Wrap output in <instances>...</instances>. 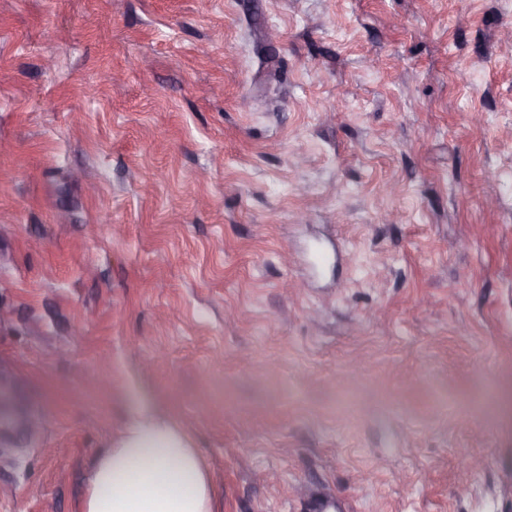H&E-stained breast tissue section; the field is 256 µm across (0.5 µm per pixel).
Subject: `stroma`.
<instances>
[{
  "label": "stroma",
  "mask_w": 512,
  "mask_h": 512,
  "mask_svg": "<svg viewBox=\"0 0 512 512\" xmlns=\"http://www.w3.org/2000/svg\"><path fill=\"white\" fill-rule=\"evenodd\" d=\"M1 307L0 512H512V0H0ZM212 493L187 433L141 400L95 461L81 512H214Z\"/></svg>",
  "instance_id": "1"
}]
</instances>
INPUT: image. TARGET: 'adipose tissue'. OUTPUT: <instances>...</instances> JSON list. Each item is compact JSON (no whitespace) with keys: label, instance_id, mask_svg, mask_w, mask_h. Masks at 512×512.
Returning a JSON list of instances; mask_svg holds the SVG:
<instances>
[{"label":"adipose tissue","instance_id":"obj_1","mask_svg":"<svg viewBox=\"0 0 512 512\" xmlns=\"http://www.w3.org/2000/svg\"><path fill=\"white\" fill-rule=\"evenodd\" d=\"M81 512H213L212 481L187 433L142 400L95 461Z\"/></svg>","mask_w":512,"mask_h":512}]
</instances>
